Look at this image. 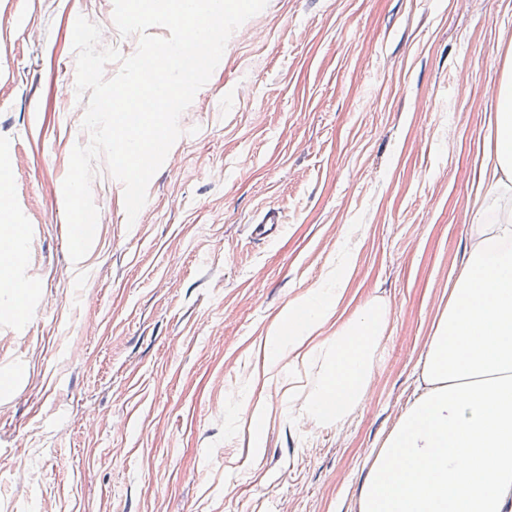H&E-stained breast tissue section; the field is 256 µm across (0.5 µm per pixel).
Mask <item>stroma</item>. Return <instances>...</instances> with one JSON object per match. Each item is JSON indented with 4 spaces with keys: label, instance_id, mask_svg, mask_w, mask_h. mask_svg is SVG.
I'll return each instance as SVG.
<instances>
[{
    "label": "stroma",
    "instance_id": "35a3bbf8",
    "mask_svg": "<svg viewBox=\"0 0 512 512\" xmlns=\"http://www.w3.org/2000/svg\"><path fill=\"white\" fill-rule=\"evenodd\" d=\"M113 12L0 0V512H357L466 260L512 0H268L181 115L135 222L97 162L102 221L76 263L62 185L90 135L74 19L131 57ZM271 208L282 235L252 240ZM335 283L319 341L374 303L387 328L363 408L306 424L321 354L282 368L299 384L278 394L264 342Z\"/></svg>",
    "mask_w": 512,
    "mask_h": 512
}]
</instances>
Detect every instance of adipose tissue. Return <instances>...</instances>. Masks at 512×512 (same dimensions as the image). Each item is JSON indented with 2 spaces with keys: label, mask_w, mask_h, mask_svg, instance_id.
I'll return each instance as SVG.
<instances>
[{
  "label": "adipose tissue",
  "mask_w": 512,
  "mask_h": 512,
  "mask_svg": "<svg viewBox=\"0 0 512 512\" xmlns=\"http://www.w3.org/2000/svg\"><path fill=\"white\" fill-rule=\"evenodd\" d=\"M486 169L467 261L418 360L422 387L372 450L358 512H512V46ZM341 296L315 288L289 305L266 338L267 371L306 361V340ZM385 328V309L367 307L326 344L310 418L340 423L361 403Z\"/></svg>",
  "instance_id": "adipose-tissue-1"
}]
</instances>
